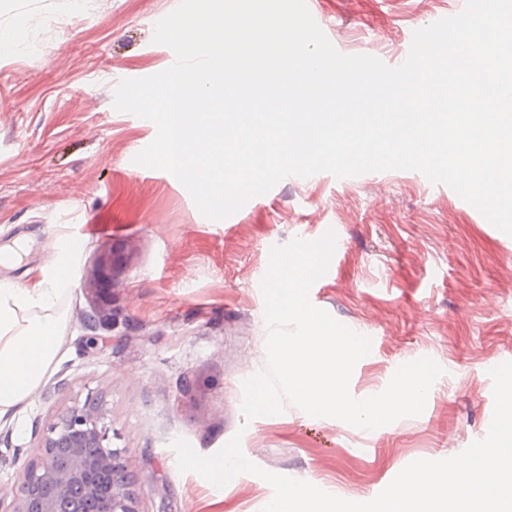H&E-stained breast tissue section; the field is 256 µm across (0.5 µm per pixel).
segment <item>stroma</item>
I'll return each mask as SVG.
<instances>
[{
    "mask_svg": "<svg viewBox=\"0 0 512 512\" xmlns=\"http://www.w3.org/2000/svg\"><path fill=\"white\" fill-rule=\"evenodd\" d=\"M465 0H311L334 47L387 65L414 30ZM178 0H0V245L28 237L24 265L51 262L79 237L60 302L64 344L34 402L0 427V488L17 489L61 411L98 398L112 445L126 451L141 512H262L273 497L243 473L215 488L180 472L175 439L210 455L234 434L257 466L366 502L410 462L441 460L486 435L490 367L512 361V237L450 187L418 171L290 176L232 217H204L169 172L136 168L152 122L113 106L117 84L159 73L170 48L154 27ZM340 238L311 302L372 337L350 392H382L402 364L444 370L423 413L373 431L285 413L244 421L242 384L266 364L260 283L272 247ZM137 249L110 289L112 325L88 330L87 279L117 241Z\"/></svg>",
    "mask_w": 512,
    "mask_h": 512,
    "instance_id": "stroma-1",
    "label": "stroma"
}]
</instances>
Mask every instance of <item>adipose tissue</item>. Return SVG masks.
I'll return each mask as SVG.
<instances>
[{
	"label": "adipose tissue",
	"instance_id": "adipose-tissue-1",
	"mask_svg": "<svg viewBox=\"0 0 512 512\" xmlns=\"http://www.w3.org/2000/svg\"><path fill=\"white\" fill-rule=\"evenodd\" d=\"M26 246L19 238L0 248V421L32 403L56 361L64 338L60 300L72 285L75 254L61 237L50 266L27 269L22 281L10 277Z\"/></svg>",
	"mask_w": 512,
	"mask_h": 512
}]
</instances>
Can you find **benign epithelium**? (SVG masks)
Instances as JSON below:
<instances>
[{"mask_svg": "<svg viewBox=\"0 0 512 512\" xmlns=\"http://www.w3.org/2000/svg\"><path fill=\"white\" fill-rule=\"evenodd\" d=\"M134 255L125 243L101 251L88 289L112 287ZM105 419L103 405L91 402L58 414L12 499L0 494V512H141L125 450L108 442Z\"/></svg>", "mask_w": 512, "mask_h": 512, "instance_id": "1", "label": "benign epithelium"}]
</instances>
